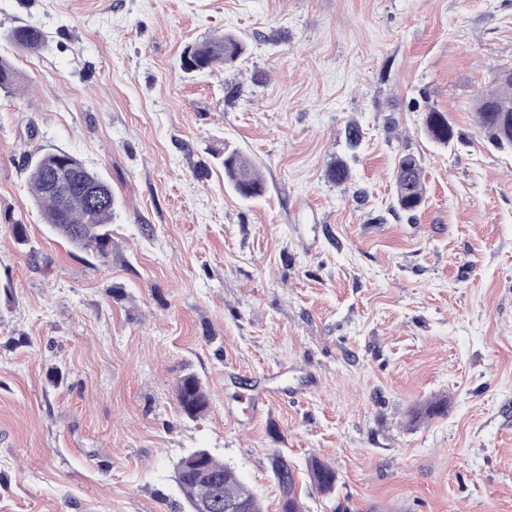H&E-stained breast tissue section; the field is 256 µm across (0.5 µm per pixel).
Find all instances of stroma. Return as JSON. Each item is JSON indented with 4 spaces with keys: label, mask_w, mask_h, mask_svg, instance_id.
Instances as JSON below:
<instances>
[{
    "label": "stroma",
    "mask_w": 512,
    "mask_h": 512,
    "mask_svg": "<svg viewBox=\"0 0 512 512\" xmlns=\"http://www.w3.org/2000/svg\"><path fill=\"white\" fill-rule=\"evenodd\" d=\"M23 24L37 55L1 39ZM227 32L235 66L184 72ZM0 55L19 75L0 91V512H174L196 448L265 512L275 452L305 512H512V155L472 110L512 68V0H0ZM431 109L460 141L423 135ZM52 149L110 183L106 256L42 223L27 161ZM228 149L262 198L227 188ZM187 371L211 398L194 420ZM435 399L445 416L412 421ZM224 180L245 199H255L264 195L266 183L262 173L241 153L224 151ZM396 205L400 210L412 214L424 202V171L420 161L413 154H405L398 160L394 173ZM176 396L181 412L189 419L205 413L211 402L201 379L193 373H186L178 378ZM311 481L324 494L330 495L336 490L337 474L335 469L318 458H311L308 465Z\"/></svg>",
    "instance_id": "stroma-1"
}]
</instances>
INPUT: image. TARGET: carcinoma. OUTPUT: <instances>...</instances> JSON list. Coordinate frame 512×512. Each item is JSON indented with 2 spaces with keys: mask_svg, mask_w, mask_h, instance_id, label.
Instances as JSON below:
<instances>
[{
  "mask_svg": "<svg viewBox=\"0 0 512 512\" xmlns=\"http://www.w3.org/2000/svg\"><path fill=\"white\" fill-rule=\"evenodd\" d=\"M7 40L17 49L30 55L38 53L45 45L46 35L33 25L16 26L8 30ZM247 49L246 43L234 33H226L188 48L184 54L183 68L188 74L211 73L219 66L233 65ZM16 74L11 63L0 56V90L15 86ZM512 105V69L498 70L494 85L481 94L474 105L477 123L488 141L497 149L512 153V112L501 108ZM424 135L432 142L447 146L457 138V131L448 119V113L433 110L425 116ZM224 180L245 199L264 195L266 183L262 173L241 153L224 152ZM79 173L83 182L99 184L105 188L103 202L92 201L77 188L71 193L67 204L59 206L46 188L48 178L61 167ZM28 191L32 200L40 207L43 223L54 235L65 240L73 248L103 257L112 246V215L115 197L112 187L103 177L82 160L61 150L44 152L28 165ZM328 179L343 184L350 178L347 165L336 160L327 170ZM396 205L400 210L412 214L424 202V171L420 161L412 154L398 160L394 173ZM176 396L181 412L189 419L205 413L210 406V397L201 379L186 373L176 382ZM272 469L283 494V512H303V507L294 493V473L291 467L275 454ZM311 481L322 493L330 495L336 490L335 469L318 458L309 461ZM175 479L188 512H195L197 505L219 491L220 500L212 512H224V505H237L238 512H264L258 495L239 477L236 470L217 459L208 449L196 448L178 461Z\"/></svg>",
  "mask_w": 512,
  "mask_h": 512,
  "instance_id": "cac0c4a2",
  "label": "carcinoma"
}]
</instances>
